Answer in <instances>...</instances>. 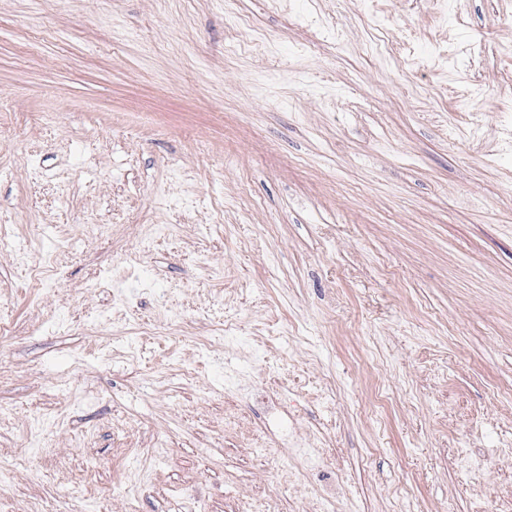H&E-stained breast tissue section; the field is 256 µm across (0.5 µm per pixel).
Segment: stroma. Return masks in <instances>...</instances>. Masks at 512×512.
<instances>
[{
    "label": "stroma",
    "instance_id": "35a3bbf8",
    "mask_svg": "<svg viewBox=\"0 0 512 512\" xmlns=\"http://www.w3.org/2000/svg\"><path fill=\"white\" fill-rule=\"evenodd\" d=\"M408 502L512 512V0H0V512Z\"/></svg>",
    "mask_w": 512,
    "mask_h": 512
}]
</instances>
